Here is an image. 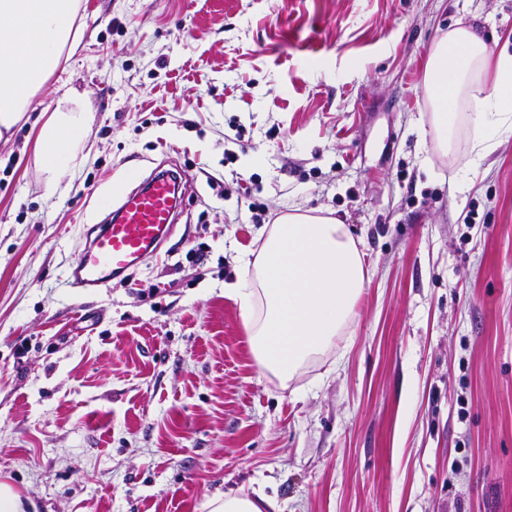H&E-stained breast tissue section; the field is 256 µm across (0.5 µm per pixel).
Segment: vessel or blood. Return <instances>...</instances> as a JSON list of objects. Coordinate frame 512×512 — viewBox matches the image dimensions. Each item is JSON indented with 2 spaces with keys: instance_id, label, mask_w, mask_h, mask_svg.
<instances>
[{
  "instance_id": "1",
  "label": "vessel or blood",
  "mask_w": 512,
  "mask_h": 512,
  "mask_svg": "<svg viewBox=\"0 0 512 512\" xmlns=\"http://www.w3.org/2000/svg\"><path fill=\"white\" fill-rule=\"evenodd\" d=\"M127 177L132 190L116 209L109 198H102V207L112 208V218L96 225L67 271V284L76 292L123 280L130 269L157 257L172 232L174 175L165 171L143 180L131 170Z\"/></svg>"
}]
</instances>
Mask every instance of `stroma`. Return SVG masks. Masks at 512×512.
I'll return each mask as SVG.
<instances>
[{"instance_id": "1", "label": "stroma", "mask_w": 512, "mask_h": 512, "mask_svg": "<svg viewBox=\"0 0 512 512\" xmlns=\"http://www.w3.org/2000/svg\"><path fill=\"white\" fill-rule=\"evenodd\" d=\"M28 121L0 142V482L24 512H512V133L483 157L467 104L429 123L432 44L512 51V0H80ZM77 90L82 158L48 191L33 121ZM239 138H230L232 127ZM181 169L160 259L66 284L95 194ZM331 212L367 286L289 385L259 373L224 294L249 204ZM202 249L203 262L187 259ZM252 492V495L224 494V497L215 496L208 500L206 507L210 509V512H261L257 503L261 502L271 509L275 508V505L261 491L253 490Z\"/></svg>"}]
</instances>
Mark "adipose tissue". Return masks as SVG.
Wrapping results in <instances>:
<instances>
[{"instance_id":"1","label":"adipose tissue","mask_w":512,"mask_h":512,"mask_svg":"<svg viewBox=\"0 0 512 512\" xmlns=\"http://www.w3.org/2000/svg\"><path fill=\"white\" fill-rule=\"evenodd\" d=\"M79 0H0V138L26 115L34 97L76 43ZM424 84L430 125L441 150L451 146L459 101L473 109V147L490 148L512 129V54H493L473 28L459 24L432 45ZM87 117L56 111L37 135L48 187L84 149ZM254 256L242 257L224 294L243 315L261 374L295 379L311 359L336 344L352 321L366 286L363 255L336 218L289 213L264 225Z\"/></svg>"}]
</instances>
